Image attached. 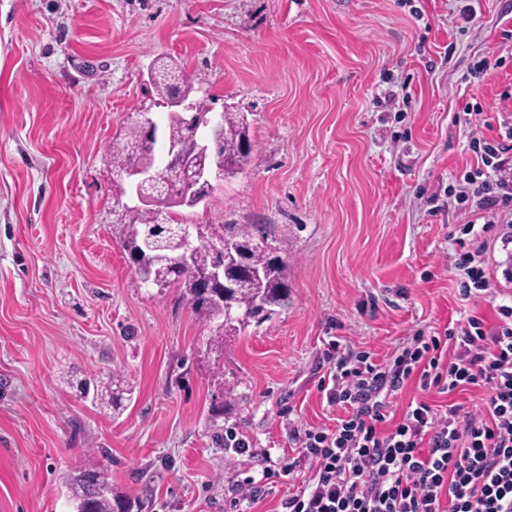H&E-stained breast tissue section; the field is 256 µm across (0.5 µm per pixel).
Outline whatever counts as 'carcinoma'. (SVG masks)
<instances>
[{
  "label": "carcinoma",
  "mask_w": 512,
  "mask_h": 512,
  "mask_svg": "<svg viewBox=\"0 0 512 512\" xmlns=\"http://www.w3.org/2000/svg\"><path fill=\"white\" fill-rule=\"evenodd\" d=\"M158 77L153 84L159 99L170 94L172 81H177L180 90L190 96L201 110L209 109L210 99L195 94L193 84L176 63L164 58L154 59ZM163 136L167 140L183 137V124L172 116H166L162 124ZM141 135L137 126L128 129L124 140L112 143V163L121 170L137 154L141 145ZM253 148L249 134V124L245 115L230 108L222 112V136L219 151L202 160L206 166L224 171V176L234 174L237 159L243 148ZM167 207V198L161 197L157 204L145 209L138 224L128 225L125 247L130 258L140 251L141 241L151 237L157 244L168 249L175 242L179 224H159L155 220L156 210ZM223 235L234 237L248 244L240 266L245 275L239 279V288L232 297L233 312L219 317L207 300L199 297L193 283L165 264L154 271V279L167 286L178 284L189 296L195 313L212 324V334L207 338V348L211 352L224 351V337L238 336L245 332L250 323L258 325L269 321L277 314V309L288 303V285L284 275L285 260L282 253L278 228L275 224H224ZM215 254L210 238H202L194 243L193 262L197 267H207L213 263ZM132 387L125 375L113 372L104 380L95 383L94 399L100 409L119 415L130 400ZM66 488L72 502L79 504L77 512H130V503L121 499L112 487V474L109 468V454L106 449H92L88 453V463L81 471L66 480Z\"/></svg>",
  "instance_id": "obj_1"
}]
</instances>
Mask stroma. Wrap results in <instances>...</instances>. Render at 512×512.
Here are the masks:
<instances>
[{"instance_id": "obj_1", "label": "stroma", "mask_w": 512, "mask_h": 512, "mask_svg": "<svg viewBox=\"0 0 512 512\" xmlns=\"http://www.w3.org/2000/svg\"><path fill=\"white\" fill-rule=\"evenodd\" d=\"M0 0V512H70L91 449L142 512H224L235 481L295 455L293 427L334 426L318 389L330 342L386 359L406 336L498 297L460 295L445 188L473 163L466 107L498 125L512 0ZM175 60L215 111L246 115L245 169L172 219L288 227L289 299L226 337L181 288L141 287L124 248L141 205L108 151L153 106L141 73ZM124 372L120 415L77 381ZM250 444L240 455L226 430ZM301 469L250 512H280Z\"/></svg>"}]
</instances>
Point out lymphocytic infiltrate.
I'll list each match as a JSON object with an SVG mask.
<instances>
[{
    "label": "lymphocytic infiltrate",
    "instance_id": "f902f5d3",
    "mask_svg": "<svg viewBox=\"0 0 512 512\" xmlns=\"http://www.w3.org/2000/svg\"><path fill=\"white\" fill-rule=\"evenodd\" d=\"M475 165L448 187L466 215L456 269L460 293L480 299L493 288L496 248L506 250L512 283V115L495 135L469 131ZM489 325L471 315L440 335L417 331L385 361L373 353L329 348L318 389L342 411L334 427L291 432L297 454L285 473L308 466L304 487L282 502L283 512H512V295ZM422 398L392 421L393 400L409 381ZM478 389L484 408L458 402L439 408L428 393Z\"/></svg>",
    "mask_w": 512,
    "mask_h": 512
}]
</instances>
